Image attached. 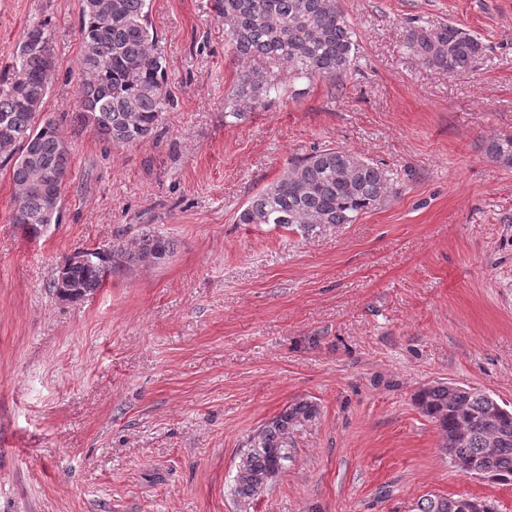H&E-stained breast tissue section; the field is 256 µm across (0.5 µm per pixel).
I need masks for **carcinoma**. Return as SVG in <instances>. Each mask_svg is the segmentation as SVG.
<instances>
[{"label":"carcinoma","mask_w":512,"mask_h":512,"mask_svg":"<svg viewBox=\"0 0 512 512\" xmlns=\"http://www.w3.org/2000/svg\"><path fill=\"white\" fill-rule=\"evenodd\" d=\"M224 17L230 53L238 61L261 59L288 67L293 81L341 79L357 56L355 33L338 0H212ZM80 67L84 76L76 119L114 145L151 138L172 103L166 66L156 52L148 0H82L79 17ZM408 48L430 68L466 72L485 52L481 39L453 24L417 25L408 31ZM55 59L46 24H30L13 61L0 73V121L12 126L4 160H14L12 181L20 194L12 222L36 237L59 217L70 166L63 164L65 137L51 120L39 121ZM282 88L257 69L237 73L225 116L239 118V106H261ZM493 160L512 166V136L491 141ZM56 182L53 199L39 192ZM393 193L388 172L377 163L339 148H325L295 160L276 183L255 196L238 216L240 224H274L305 231L317 224H351L380 207ZM167 236L148 230L132 248L112 246V262L97 257L69 266V285L80 298L96 293L112 273L139 265H158L173 252ZM416 407L436 426L448 459L479 458L497 484H512V410L503 412L489 393L439 382L420 390ZM317 406L298 401L253 434L239 455L233 491L241 512L267 493L286 460L291 435L312 420ZM498 451L482 458L491 442ZM417 512H494L479 498L432 496Z\"/></svg>","instance_id":"carcinoma-1"}]
</instances>
